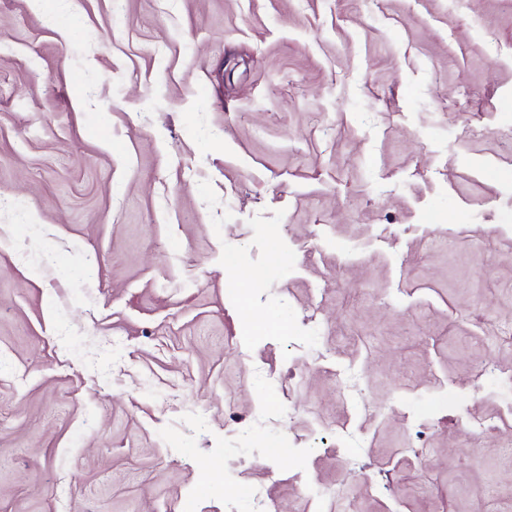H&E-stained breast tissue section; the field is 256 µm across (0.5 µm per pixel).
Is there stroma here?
Masks as SVG:
<instances>
[{
    "label": "stroma",
    "mask_w": 512,
    "mask_h": 512,
    "mask_svg": "<svg viewBox=\"0 0 512 512\" xmlns=\"http://www.w3.org/2000/svg\"><path fill=\"white\" fill-rule=\"evenodd\" d=\"M507 129L512 0H0V512H512Z\"/></svg>",
    "instance_id": "stroma-1"
}]
</instances>
